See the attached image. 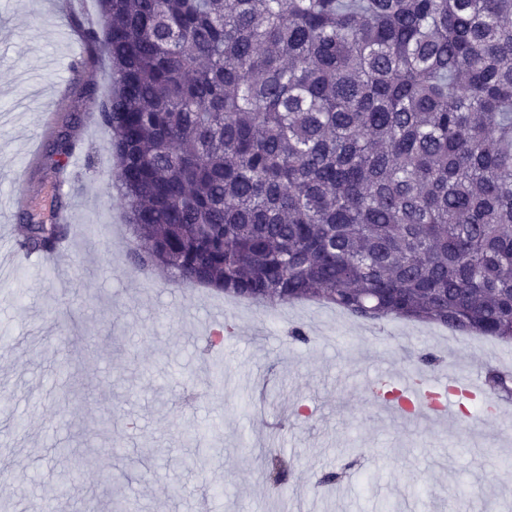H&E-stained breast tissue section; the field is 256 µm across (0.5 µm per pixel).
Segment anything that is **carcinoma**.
<instances>
[{
  "mask_svg": "<svg viewBox=\"0 0 512 512\" xmlns=\"http://www.w3.org/2000/svg\"><path fill=\"white\" fill-rule=\"evenodd\" d=\"M98 2L136 268L512 345V0ZM70 235L29 219L19 244Z\"/></svg>",
  "mask_w": 512,
  "mask_h": 512,
  "instance_id": "1",
  "label": "carcinoma"
}]
</instances>
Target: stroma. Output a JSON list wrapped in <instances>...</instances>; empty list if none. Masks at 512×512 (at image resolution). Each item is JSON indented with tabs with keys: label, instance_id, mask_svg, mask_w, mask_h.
I'll list each match as a JSON object with an SVG mask.
<instances>
[{
	"label": "stroma",
	"instance_id": "35a3bbf8",
	"mask_svg": "<svg viewBox=\"0 0 512 512\" xmlns=\"http://www.w3.org/2000/svg\"><path fill=\"white\" fill-rule=\"evenodd\" d=\"M96 0H0V222L71 219L55 270L0 264V503L9 512H84L136 496L138 512H512V437L386 416L389 372L512 368V347L435 324L365 321L315 302L228 307L222 293L145 275L113 190L109 131L88 85L110 88L84 39ZM77 143L57 172L60 131ZM222 311L214 320L213 311ZM225 340L208 347L214 329ZM303 329L308 343L287 339ZM291 468L286 503L262 458ZM196 452L201 467L184 464ZM338 474L329 488L322 477ZM67 484L69 494L56 490Z\"/></svg>",
	"mask_w": 512,
	"mask_h": 512
}]
</instances>
